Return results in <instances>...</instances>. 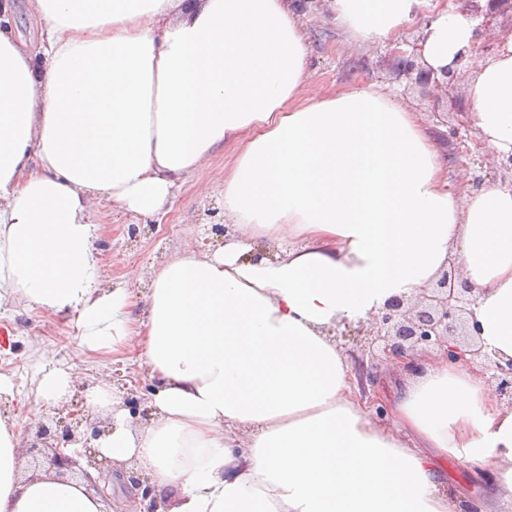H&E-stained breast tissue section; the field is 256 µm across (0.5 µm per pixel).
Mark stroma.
Listing matches in <instances>:
<instances>
[{"mask_svg":"<svg viewBox=\"0 0 512 512\" xmlns=\"http://www.w3.org/2000/svg\"><path fill=\"white\" fill-rule=\"evenodd\" d=\"M302 21L311 49L312 91L331 94L370 83L380 85L401 106L419 113L423 125L446 154L448 175L460 189H468L478 175L500 178L493 164V151L481 146L474 128L465 120L469 110L465 82L446 90L415 84L396 70L390 45L360 42L336 27L329 0H310ZM454 129L459 130L461 143L449 140L448 134ZM235 157L232 147L217 150L208 160V192L185 182L177 190L169 212L159 221L113 208L104 199L98 202L92 221L104 227L96 242L104 262V278L115 284L128 283L133 318L143 316V301L153 272L176 252L189 247L211 254L221 249L222 239L212 233L211 227L228 222L221 212L224 175ZM211 208L216 209V217H208ZM0 329L9 330L12 339L9 349L0 348V375L11 380L14 391L13 399L0 402V417L17 421L18 432L26 430L22 418L38 380L53 368L72 366L86 374L83 387L72 390L67 404L83 403L87 388L105 382L124 400V412L131 413L136 404L148 407L155 381L147 369L108 357H87L78 344L73 322L50 319L17 301L0 307ZM36 340L46 343L50 360L35 353L32 343Z\"/></svg>","mask_w":512,"mask_h":512,"instance_id":"obj_1","label":"stroma"}]
</instances>
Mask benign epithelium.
<instances>
[{"instance_id":"obj_1","label":"benign epithelium","mask_w":512,"mask_h":512,"mask_svg":"<svg viewBox=\"0 0 512 512\" xmlns=\"http://www.w3.org/2000/svg\"><path fill=\"white\" fill-rule=\"evenodd\" d=\"M392 56L400 72L414 79L420 85L432 84L448 88L455 84L461 75L458 69L462 58H457L454 66L445 67L440 72L422 69L405 52L396 48ZM472 288L461 277L460 263L453 259L444 268L436 282L430 288H423L415 300L405 296H394L379 308L369 321H357L356 327L344 322L345 327L353 328L354 335L364 336L367 345L362 354L370 359L392 361L407 356L426 355L434 350L447 356L448 361L455 360L451 343L463 342L472 356L480 358L491 379L497 383V390L507 404L512 407V359H495L476 341L478 323L474 320L471 296ZM87 421L84 410H70L65 417L56 419L55 426H38L30 447L37 450L41 457L59 472L69 471L79 465L78 460L64 453L69 445L84 448L83 456L89 466L101 468L96 452L91 450L88 440L80 431ZM125 485L134 491H142V497L152 493L149 478L144 474L129 475Z\"/></svg>"}]
</instances>
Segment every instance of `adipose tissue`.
Segmentation results:
<instances>
[{"mask_svg": "<svg viewBox=\"0 0 512 512\" xmlns=\"http://www.w3.org/2000/svg\"><path fill=\"white\" fill-rule=\"evenodd\" d=\"M37 49L0 0V306L74 314L92 356L137 354L156 377L150 424L113 408L100 455L146 467L168 512H459L440 490L447 457L484 468L475 499L512 498V409L481 367L422 360L381 395L387 421L357 399L333 330L415 298L458 257L474 290L478 341L512 357V186L461 191L416 113L367 85L308 97L311 53L296 0H31ZM359 41L396 42L434 70L471 49L477 20L456 0H330ZM468 123L512 153V40L469 59ZM238 151L224 178L233 226L223 249L175 254L134 321L124 285L105 286L92 205L164 215L207 161ZM281 246L253 262L252 239ZM294 247L284 248L285 239ZM82 379L52 369L28 422ZM15 422L0 419V512H103L92 486L45 466L20 480Z\"/></svg>", "mask_w": 512, "mask_h": 512, "instance_id": "1", "label": "adipose tissue"}]
</instances>
